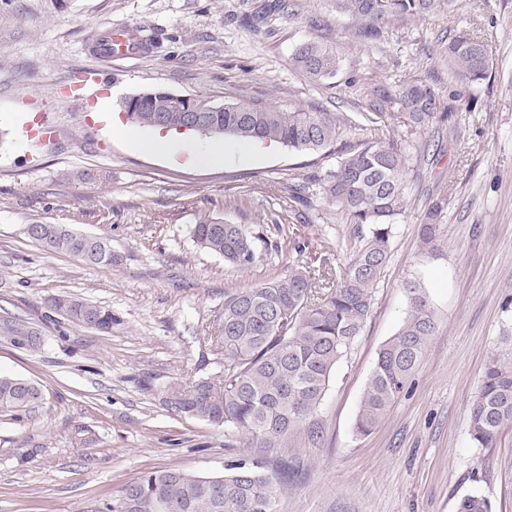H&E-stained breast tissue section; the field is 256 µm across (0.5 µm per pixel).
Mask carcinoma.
<instances>
[{"mask_svg": "<svg viewBox=\"0 0 512 512\" xmlns=\"http://www.w3.org/2000/svg\"><path fill=\"white\" fill-rule=\"evenodd\" d=\"M457 0H334L336 12L360 23L359 35L375 39L402 16L424 17L451 10ZM454 89L443 92L430 80L411 76L372 93L368 111L351 118L318 107L280 111L243 103L223 105L204 113L199 133L243 140L277 142L298 152H334L336 166L311 182L288 185L291 201L301 206L319 186L325 198L342 208L354 226L348 263L334 269L327 261L318 268L297 265L269 282L224 292L218 338L224 343V376L200 379L164 393L168 411L224 428V447L242 452L228 457L224 473L198 475L177 469L146 472L125 484L107 512H282V499L296 476L293 459L280 457L267 471L266 453L288 444L297 431L310 439L322 437L317 412L336 365L359 336L371 315L374 288L391 251L395 218L404 209L409 167L428 161L442 147L423 137L434 123L451 122L458 103L470 88L488 77L490 51L476 36H459L445 49ZM294 62L308 79L322 82L336 76L340 58L335 50L305 44ZM137 112H127L135 126L178 130L187 128L185 112L168 104L165 88ZM358 119L369 128L388 130L393 137L341 142L347 126ZM402 119L398 132L394 120ZM448 196L432 199L420 238L429 252L442 248L440 221ZM35 241L52 252L68 254L91 266L110 268L121 261L102 237L80 233L65 224H42ZM192 236L202 248L238 270L265 260L263 232L252 224H228L204 216ZM409 310L402 325L380 348L362 391L353 432L370 435L395 402L408 394L413 375L435 330V311L424 285H404ZM71 319L101 332L112 330V311L86 302H60ZM33 382L0 375V412L27 410L38 400ZM512 424V346L489 358L470 405L469 432L478 448H491L502 429ZM253 449L248 453L247 449ZM458 512H490L484 495H468Z\"/></svg>", "mask_w": 512, "mask_h": 512, "instance_id": "obj_1", "label": "carcinoma"}]
</instances>
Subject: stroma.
<instances>
[{
    "label": "stroma",
    "mask_w": 512,
    "mask_h": 512,
    "mask_svg": "<svg viewBox=\"0 0 512 512\" xmlns=\"http://www.w3.org/2000/svg\"><path fill=\"white\" fill-rule=\"evenodd\" d=\"M268 0H0V374L36 383L39 402L0 413V512H94L144 472L220 474L223 428L176 416L168 387L220 379L224 346L214 335L225 292L256 286L293 264L344 265L353 234L322 194L301 206L288 182L319 175L335 157L274 144L254 152L222 139L220 163L146 153L153 128L118 133L125 96L165 87L213 103L293 111H367L372 87L411 75L448 86L443 52L455 36L482 37L490 76L451 125L427 128L443 143L437 160L411 171L395 219L390 259L370 319L333 373L317 418L319 442L296 433L304 464L285 512H457L486 495L491 512H512V426L496 445L469 438L470 403L482 368L512 336V0H458L453 11L394 21L361 40L333 0H287V11L250 19ZM154 33L160 49L124 59L94 55L106 29ZM318 42L340 56L335 78L315 84L294 65L296 48ZM108 82L92 97H66L79 73ZM40 116L51 133L29 136ZM447 194L444 248L421 246L431 197ZM254 224L268 256L247 271L199 248V217ZM66 224L107 239L121 262L87 266L45 248L28 225ZM305 245L296 252L294 242ZM420 280L436 331L401 397L370 435L355 436L360 396L381 345L408 310L403 284ZM71 299L111 310L104 333L55 309ZM37 334V347L15 344Z\"/></svg>",
    "instance_id": "stroma-1"
}]
</instances>
